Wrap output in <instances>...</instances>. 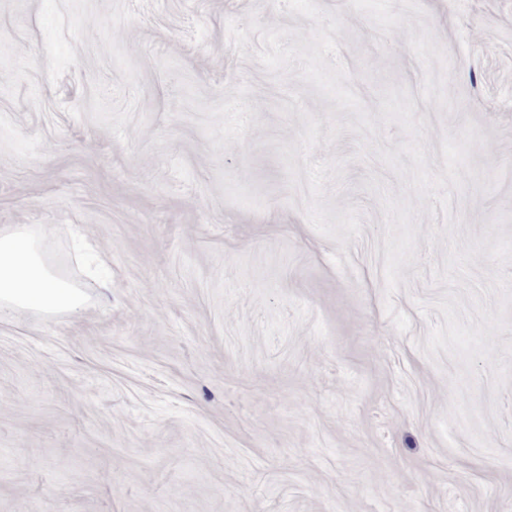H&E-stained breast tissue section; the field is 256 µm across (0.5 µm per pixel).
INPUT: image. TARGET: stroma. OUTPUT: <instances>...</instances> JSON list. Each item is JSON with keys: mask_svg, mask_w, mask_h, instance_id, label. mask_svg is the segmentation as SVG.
I'll return each instance as SVG.
<instances>
[{"mask_svg": "<svg viewBox=\"0 0 512 512\" xmlns=\"http://www.w3.org/2000/svg\"><path fill=\"white\" fill-rule=\"evenodd\" d=\"M0 512H512V0H0ZM43 234L27 224L0 227V310L55 315L84 307L83 292L46 261L39 244Z\"/></svg>", "mask_w": 512, "mask_h": 512, "instance_id": "1", "label": "stroma"}]
</instances>
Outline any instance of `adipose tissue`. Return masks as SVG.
Listing matches in <instances>:
<instances>
[{"mask_svg": "<svg viewBox=\"0 0 512 512\" xmlns=\"http://www.w3.org/2000/svg\"><path fill=\"white\" fill-rule=\"evenodd\" d=\"M43 234L27 224L0 227V310L55 315L84 307L83 292L46 261L39 244Z\"/></svg>", "mask_w": 512, "mask_h": 512, "instance_id": "ef3b65f1", "label": "adipose tissue"}]
</instances>
